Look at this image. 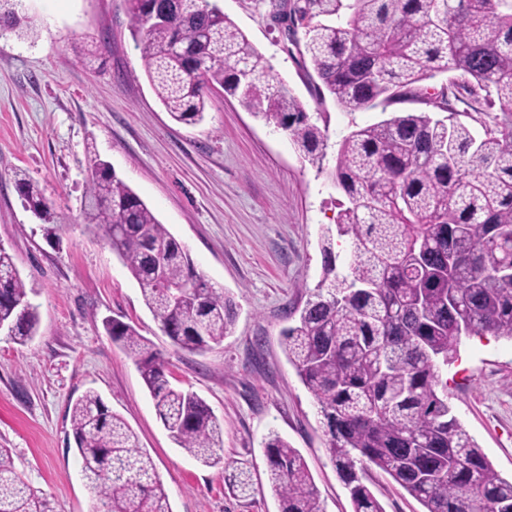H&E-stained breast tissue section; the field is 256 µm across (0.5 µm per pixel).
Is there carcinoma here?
I'll list each match as a JSON object with an SVG mask.
<instances>
[{
	"label": "carcinoma",
	"mask_w": 512,
	"mask_h": 512,
	"mask_svg": "<svg viewBox=\"0 0 512 512\" xmlns=\"http://www.w3.org/2000/svg\"><path fill=\"white\" fill-rule=\"evenodd\" d=\"M146 75L171 119L203 121L206 92L219 86L265 125L289 134L323 166L326 133L272 72L217 0H128ZM316 79L350 114L395 104L354 126L329 176L346 200L321 230V280L304 287L281 347L314 399L325 447L352 512H384L365 483L377 468L423 512H512V481L501 477L448 404L442 369L463 334L512 341V0H294ZM0 0V37L25 36L30 17ZM457 76L436 88L427 80ZM466 93L469 112L453 102ZM441 95L437 117L422 109ZM476 113L483 134L461 121ZM26 206L57 223L34 183L20 178ZM86 226L104 233L138 283L146 307L173 345L199 352L231 334L232 295L199 272L186 246L160 223L105 161L89 169ZM351 251L338 270L334 246ZM13 256L0 244V326L19 343L39 327ZM105 333L134 359L174 443L207 467L224 466L237 496L250 494L247 465L224 464V421L198 394L175 388L168 362L129 323ZM83 477L98 512H172L156 464L126 421L86 391L71 406ZM278 512H324L299 451L278 433L264 442ZM0 512H53L0 448Z\"/></svg>",
	"instance_id": "cac0c4a2"
}]
</instances>
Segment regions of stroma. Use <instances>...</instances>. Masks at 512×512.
<instances>
[{"label": "stroma", "mask_w": 512, "mask_h": 512, "mask_svg": "<svg viewBox=\"0 0 512 512\" xmlns=\"http://www.w3.org/2000/svg\"><path fill=\"white\" fill-rule=\"evenodd\" d=\"M307 112L319 114L327 157L311 164L287 133L265 126L219 88L205 119L171 120L151 87L132 36L127 0H26L35 21L24 38L0 37V245L36 292L40 327L18 344L0 335V448L53 512H95L71 430V401L87 390L132 428L153 457L173 512H278L263 442L278 432L304 456L324 512H352L324 445L311 394L280 345L303 286L322 273L319 237L340 193L326 173L354 126L383 119L318 103L312 71L281 31L270 0H219ZM109 162L189 249L200 272L238 304L230 336L202 352L175 349L100 232L81 216L92 159ZM37 183L60 221L23 203L16 181ZM135 325L224 421L225 462L245 461L252 491L233 496L220 468L171 441L134 361L102 322ZM444 369L448 402L503 478H512V341L464 335ZM385 512H422L390 476L370 474Z\"/></svg>", "instance_id": "1"}]
</instances>
